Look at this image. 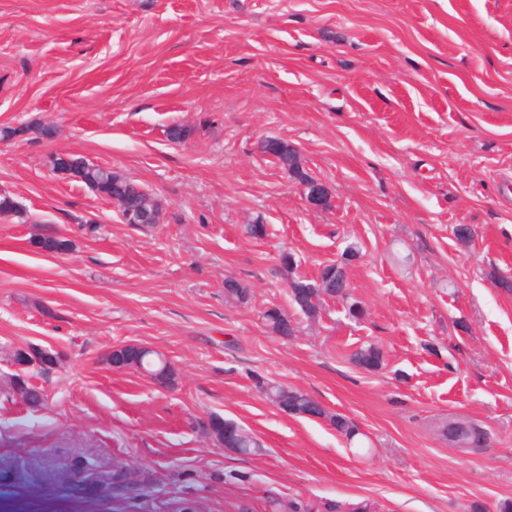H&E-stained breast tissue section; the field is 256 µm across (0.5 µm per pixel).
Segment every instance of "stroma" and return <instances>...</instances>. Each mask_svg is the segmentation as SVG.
<instances>
[{
    "instance_id": "obj_1",
    "label": "stroma",
    "mask_w": 512,
    "mask_h": 512,
    "mask_svg": "<svg viewBox=\"0 0 512 512\" xmlns=\"http://www.w3.org/2000/svg\"><path fill=\"white\" fill-rule=\"evenodd\" d=\"M190 131L167 139L169 125ZM0 503L9 512H283L294 499L372 500L377 512H499L512 501V0H0ZM52 127L53 138L39 130ZM294 145L329 193L308 204L258 148ZM71 151L142 184L161 224L55 174ZM264 216L267 234L242 225ZM473 227L466 245L453 228ZM71 240L65 254L36 237ZM351 246V292L296 336L279 274L314 275ZM252 291L224 302V279ZM373 342L382 369L350 356ZM140 343L175 387L105 362ZM59 363L32 408L9 356ZM299 390L364 434L293 417L258 379ZM233 420L261 444L224 450L199 424ZM481 423L463 453L436 432ZM143 467L147 496L106 500L48 456ZM188 479L177 478V471Z\"/></svg>"
}]
</instances>
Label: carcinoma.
Returning <instances> with one entry per match:
<instances>
[{"label": "carcinoma", "mask_w": 512, "mask_h": 512, "mask_svg": "<svg viewBox=\"0 0 512 512\" xmlns=\"http://www.w3.org/2000/svg\"><path fill=\"white\" fill-rule=\"evenodd\" d=\"M280 168L285 170L289 177L298 183H305L312 180V177L303 170L299 154H287L277 161ZM80 182L92 191L116 201L119 205L127 208H139L150 206L158 214H163V205L160 199L146 191L131 178L109 168L88 163L78 172ZM34 244L42 250L52 251L56 254H65L71 248L69 239L54 235H46L34 240ZM251 300V289L240 279L235 277L224 278V301L230 306H243ZM325 301L317 298L316 301H307L306 304L295 303L302 319L310 322L321 317ZM285 311L271 307L263 312V320L267 329L273 333H280L282 315ZM12 359L28 364L26 378L19 376L13 379V389L21 397H31V407L41 406V402L33 393L35 387L30 379L35 376H43L49 367L55 365L51 356L39 355L29 352L26 349H17L13 352ZM355 364L368 371H376L383 367L384 355L381 349L373 344L359 348L353 354ZM108 362L113 367L121 369L141 368L153 377L163 378L167 385L172 387L176 382V371L171 363L161 358L158 352H147L138 354L132 349L117 348L108 356ZM257 388L273 405L281 402H288V412L294 417L301 416V412L308 405L306 394L289 390L274 381L260 379L257 381ZM330 425L338 434L353 442L361 435L360 430L354 422L340 414H325ZM202 430L214 436L218 441H223L226 435L236 436L237 447L256 448V438L243 426L220 416L210 418L209 423L202 424ZM440 435L448 441L462 448H484L487 446L488 432L477 423L465 424L453 418H448L439 427ZM68 468L79 477L80 482L91 488L97 494L108 499H132L144 494V491L153 483L151 474L145 470L134 467L98 468L87 460L73 458ZM285 512H375L374 505L363 500L359 502L324 501L320 503H303L298 500H290L284 506Z\"/></svg>", "instance_id": "carcinoma-1"}]
</instances>
